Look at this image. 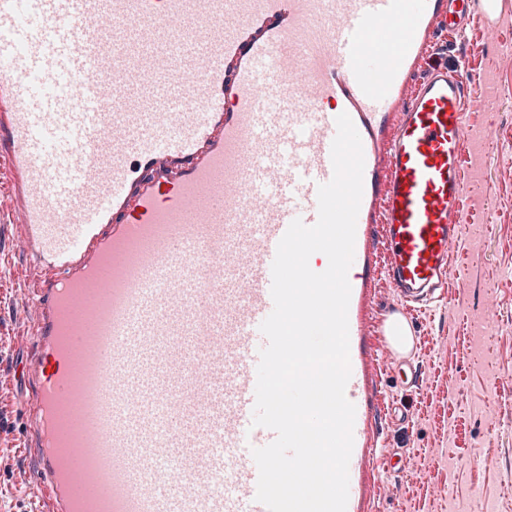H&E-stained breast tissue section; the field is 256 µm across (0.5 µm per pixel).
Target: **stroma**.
Instances as JSON below:
<instances>
[{
  "mask_svg": "<svg viewBox=\"0 0 512 512\" xmlns=\"http://www.w3.org/2000/svg\"><path fill=\"white\" fill-rule=\"evenodd\" d=\"M496 29L481 16L464 44L437 39L448 63L464 61L472 96L487 86L512 94V0ZM488 148L467 155L463 244L453 261L445 305L412 327L421 357L417 386L384 377L395 404L411 417L388 426L383 442L403 449L409 468L378 488L380 512H476L481 503L512 512V105L468 115ZM0 136V512H39L36 474L23 450L21 402L31 389L22 373L30 313L24 290L30 260L18 239L19 201L6 171Z\"/></svg>",
  "mask_w": 512,
  "mask_h": 512,
  "instance_id": "1",
  "label": "stroma"
}]
</instances>
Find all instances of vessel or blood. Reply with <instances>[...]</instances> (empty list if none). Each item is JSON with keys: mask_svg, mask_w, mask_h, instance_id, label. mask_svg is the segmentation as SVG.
Listing matches in <instances>:
<instances>
[{"mask_svg": "<svg viewBox=\"0 0 512 512\" xmlns=\"http://www.w3.org/2000/svg\"><path fill=\"white\" fill-rule=\"evenodd\" d=\"M501 0H0V130L33 318L25 447L42 512H268L252 424L279 241L314 225L336 118L362 141L348 272L347 512L400 475L380 368L460 247L474 134L434 61ZM424 77L410 82L417 68ZM388 277L392 307L372 288ZM102 286L97 312L77 294Z\"/></svg>", "mask_w": 512, "mask_h": 512, "instance_id": "b4317fda", "label": "vessel or blood"}]
</instances>
